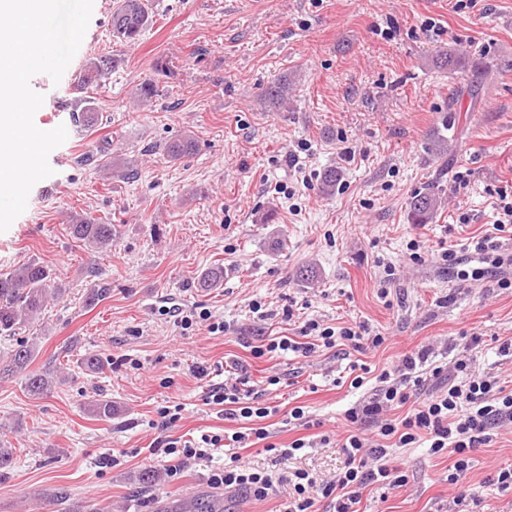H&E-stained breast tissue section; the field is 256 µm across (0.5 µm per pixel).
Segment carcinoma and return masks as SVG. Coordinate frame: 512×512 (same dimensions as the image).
Masks as SVG:
<instances>
[{
  "label": "carcinoma",
  "mask_w": 512,
  "mask_h": 512,
  "mask_svg": "<svg viewBox=\"0 0 512 512\" xmlns=\"http://www.w3.org/2000/svg\"><path fill=\"white\" fill-rule=\"evenodd\" d=\"M152 22L148 0H117L112 10V32L126 41L139 39ZM469 62V57L455 51H435L433 63L441 69L455 70ZM113 59L108 56L87 57L83 60L76 83V91L82 94L72 110L74 125L93 127L98 122V113L88 89L98 86L112 71ZM197 149V142L189 135L166 142L162 151L168 159L177 161ZM440 195L429 189L415 195L409 208L412 224L430 223L441 206ZM71 236L91 253L107 250L112 246V225L84 214L70 217ZM51 270L36 261L0 270V338L13 337L22 328L35 323L47 306L49 296L58 297L62 289H50ZM39 355L37 342L22 339L0 359V379L21 375L25 389L32 397L39 398L60 380L55 367L48 364L34 369L32 364ZM88 411L100 419L110 420L116 408L110 399H95L88 403Z\"/></svg>",
  "instance_id": "carcinoma-1"
}]
</instances>
